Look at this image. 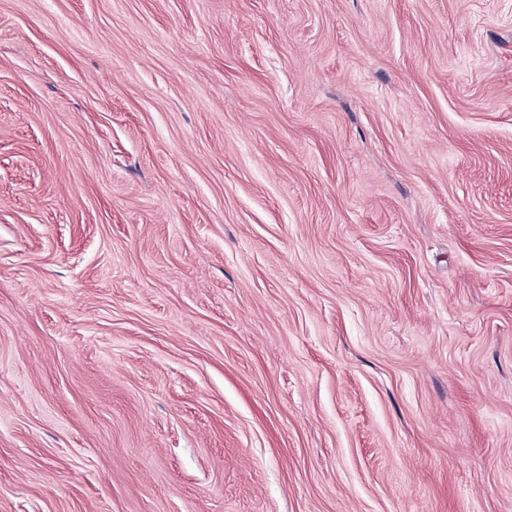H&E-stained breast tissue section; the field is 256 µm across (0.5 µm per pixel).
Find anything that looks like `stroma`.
<instances>
[{
  "mask_svg": "<svg viewBox=\"0 0 512 512\" xmlns=\"http://www.w3.org/2000/svg\"><path fill=\"white\" fill-rule=\"evenodd\" d=\"M0 512H512V0H0Z\"/></svg>",
  "mask_w": 512,
  "mask_h": 512,
  "instance_id": "1",
  "label": "stroma"
}]
</instances>
